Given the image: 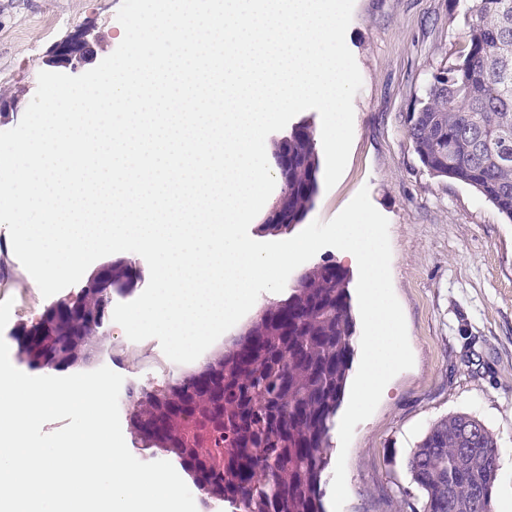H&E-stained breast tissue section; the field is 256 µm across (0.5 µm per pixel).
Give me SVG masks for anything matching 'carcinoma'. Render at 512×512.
<instances>
[{
  "instance_id": "cac0c4a2",
  "label": "carcinoma",
  "mask_w": 512,
  "mask_h": 512,
  "mask_svg": "<svg viewBox=\"0 0 512 512\" xmlns=\"http://www.w3.org/2000/svg\"><path fill=\"white\" fill-rule=\"evenodd\" d=\"M408 134L422 165L476 189L512 221V0H475L465 53L434 77ZM288 150L276 218L261 230L298 224L318 189L316 139L309 126L275 146ZM132 261L107 266L110 284L132 285ZM350 275L334 263L298 278L288 299L265 308L224 357L170 392L135 388L130 424L137 438L175 458L194 485L238 512H325L329 433L354 362ZM76 318L46 315L15 335L33 369L62 370L87 358L110 304L92 280L73 300ZM422 512H492L498 469L493 433L466 414L431 425L408 460Z\"/></svg>"
}]
</instances>
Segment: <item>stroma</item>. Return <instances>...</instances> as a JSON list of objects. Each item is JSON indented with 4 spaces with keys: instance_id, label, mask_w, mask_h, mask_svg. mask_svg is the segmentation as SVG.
Listing matches in <instances>:
<instances>
[{
    "instance_id": "obj_1",
    "label": "stroma",
    "mask_w": 512,
    "mask_h": 512,
    "mask_svg": "<svg viewBox=\"0 0 512 512\" xmlns=\"http://www.w3.org/2000/svg\"><path fill=\"white\" fill-rule=\"evenodd\" d=\"M122 0H0V97L14 106L0 131L14 128L37 89L39 72L82 74L118 46ZM473 0H354L346 44L363 85L353 100L354 139L337 184L319 188L304 222L329 221L360 189L389 221L393 289L414 355L373 415L357 425L343 512H421L423 494L408 459L441 417L465 413L494 434L500 450L493 501L512 495V222L475 189L432 176L407 129L433 74L458 62L464 17ZM80 35L91 51L75 66L58 63L57 45ZM0 279V301L13 299L0 338L37 324L56 300H72L80 282L43 297L15 255ZM121 370L132 386L166 392L178 371L163 372L158 340L131 346Z\"/></svg>"
}]
</instances>
